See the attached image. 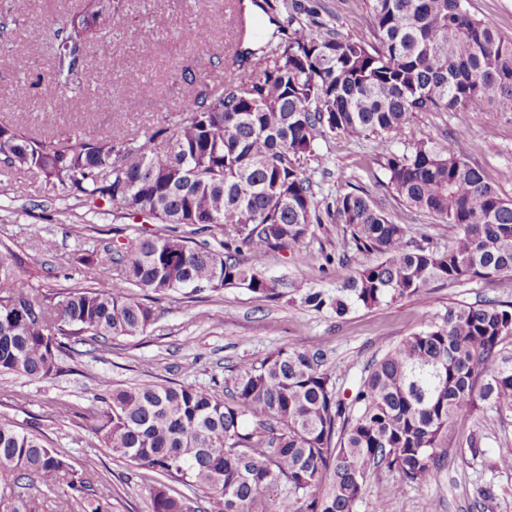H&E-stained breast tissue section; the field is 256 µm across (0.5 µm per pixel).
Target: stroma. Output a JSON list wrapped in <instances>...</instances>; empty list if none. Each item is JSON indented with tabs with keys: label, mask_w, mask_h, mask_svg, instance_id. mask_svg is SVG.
I'll return each mask as SVG.
<instances>
[{
	"label": "stroma",
	"mask_w": 512,
	"mask_h": 512,
	"mask_svg": "<svg viewBox=\"0 0 512 512\" xmlns=\"http://www.w3.org/2000/svg\"><path fill=\"white\" fill-rule=\"evenodd\" d=\"M118 3L110 34L88 47L85 57L87 68L108 74V84L62 94L48 86L52 57L30 32L54 29L81 0H0V21L7 24L0 38V123L42 138L74 129L91 139L118 137L130 128L149 134L175 119L186 99L207 96L215 83L238 74L232 0ZM314 3L328 26L374 42L364 0ZM157 16L168 18L169 27L154 25ZM198 24L208 28V40L185 39L186 28ZM132 71L140 74L141 85L129 83ZM145 84L151 94L142 93ZM407 137L456 141L466 159L512 200V113L472 112L460 124L443 112H418ZM316 146L317 156L308 160L307 169L317 212L324 215L336 197L360 189L414 243L441 248L455 238L454 226L408 207L390 189L374 138L327 133L317 137ZM12 183V197L0 198V241L26 253L33 267L45 268V277L34 282L44 292L90 286V270L83 262L88 254L115 240L166 231L164 225L108 205L100 213L89 212L82 200L48 189L33 174ZM45 238L54 240L53 252L42 251ZM345 257L355 268L381 260L379 254L352 250L347 225L325 216L311 226L302 255L242 252L244 262L287 281L288 296L271 302L244 288L152 295L156 321L142 334L116 339L108 350L80 346L78 353L63 357L61 373L49 379L0 377V421L46 433L51 447L66 455L77 472L95 474L111 512H150L153 473L110 456L91 428V413L107 385L173 381L224 394L241 362L281 348H322L341 397L348 398L372 357L441 323L449 306L512 304V276H505L493 282L438 281L417 295L341 318L301 305L305 289L333 287V270ZM50 399L70 405L72 414H47L44 403ZM472 439L479 445L475 454L468 448ZM437 453L440 467L424 485L403 482L396 470L378 469L355 512H375L381 501L388 512H424L429 501L436 512H512V468L497 465L500 458L512 457V420L500 421L489 411L460 419Z\"/></svg>",
	"instance_id": "stroma-1"
}]
</instances>
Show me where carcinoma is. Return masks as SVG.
<instances>
[{
    "label": "carcinoma",
    "instance_id": "obj_1",
    "mask_svg": "<svg viewBox=\"0 0 512 512\" xmlns=\"http://www.w3.org/2000/svg\"><path fill=\"white\" fill-rule=\"evenodd\" d=\"M53 32L48 80L65 93L100 86L107 74L82 66L85 49L111 27L112 0H84ZM378 45L317 20L292 0L285 42L236 50L250 70L151 134L118 139L76 132L38 140L0 124V173H32L52 190L106 202L170 233L106 245L85 258L93 284L41 293L26 261L0 243V376L47 379L75 345L100 347L155 321L127 286L155 293L246 288L267 299L285 289L243 263L242 250L302 243L316 214L304 161L324 131L378 138L388 184L409 207L457 229L444 249L414 246L367 193L336 198L326 215L350 229L359 253L378 264L336 266V287L307 289L300 303L341 317L413 296L436 281L512 276V200L452 140L414 141L395 151L416 112H512V39L470 15L464 0H366ZM237 44L260 40L257 18L235 0ZM224 224V251L175 234L196 222ZM92 429L112 454L159 475L151 512H354L381 465L423 485L439 467L436 448L476 411L512 419V306L448 307L441 323L412 333L366 368L351 402L337 397L327 353L280 349L239 364L224 397L202 387L144 383L109 387ZM64 490L83 512H110L93 476L74 471L30 434L0 422V512H36L31 478ZM176 482L190 491H176Z\"/></svg>",
    "mask_w": 512,
    "mask_h": 512
}]
</instances>
